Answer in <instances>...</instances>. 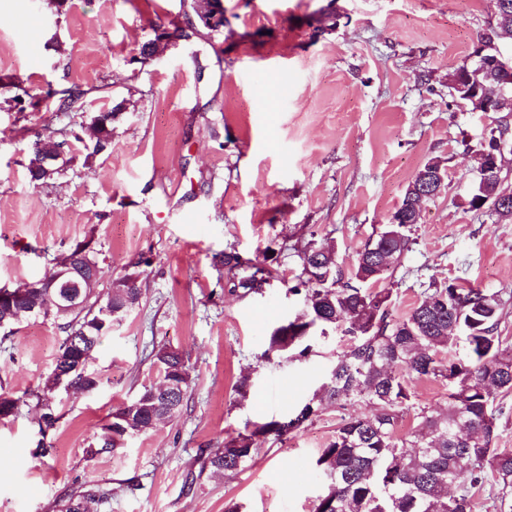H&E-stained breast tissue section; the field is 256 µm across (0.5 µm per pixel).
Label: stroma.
<instances>
[{
	"label": "stroma",
	"mask_w": 512,
	"mask_h": 512,
	"mask_svg": "<svg viewBox=\"0 0 512 512\" xmlns=\"http://www.w3.org/2000/svg\"><path fill=\"white\" fill-rule=\"evenodd\" d=\"M224 28L179 30L192 0H0V287L41 278L51 260L89 244L104 274L97 292L133 273L141 295L113 324L88 368L98 391L60 392L59 421L40 429L20 406L0 420V512H59L78 486L103 491L92 512H314L326 483L316 465L343 413L326 402L284 440L268 437L245 468H203L211 448L280 419L312 395L348 349L316 340L305 358L266 355V338L302 311L291 294L294 244L317 237L343 267L398 207L430 159L445 189L424 202L410 249L392 277L389 311L405 317L433 282L512 292V221L469 209L474 152L512 112H473L452 98L448 74L468 58L493 0H222ZM40 23L35 50L20 38ZM161 24L175 37L139 51ZM80 87L62 114L57 97ZM115 109L112 148L46 185L27 176L35 139L66 138L75 123ZM265 259L273 277L234 288L228 247ZM64 338L55 317L0 328V394L36 389ZM182 351L190 386L182 414L87 458L94 432L143 386L159 382L151 352ZM416 407L447 405L446 382L410 376ZM246 384V395L236 388ZM50 452H43V445Z\"/></svg>",
	"instance_id": "1"
}]
</instances>
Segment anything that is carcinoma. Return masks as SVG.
<instances>
[{"label":"carcinoma","mask_w":512,"mask_h":512,"mask_svg":"<svg viewBox=\"0 0 512 512\" xmlns=\"http://www.w3.org/2000/svg\"><path fill=\"white\" fill-rule=\"evenodd\" d=\"M497 183L474 179L471 201L496 205ZM412 225L386 224L358 251L350 273L338 262L336 251L308 240L299 250V274L289 288L302 296L303 313L286 320L267 338L266 354L305 357L312 350L313 329L339 331L350 338L349 349L338 357L320 388L294 416L270 420L249 435L224 441L210 450L206 463L217 472L234 473L258 453L254 437L282 438L317 415L322 401L356 400L371 409L369 415L344 417L333 439L317 459L327 480V493L315 512H473V490L500 486L493 508L505 512L512 488V450L496 447L499 421L512 395V343L501 334L505 302L497 292L462 288L454 282L434 283L402 320L389 311L391 291L372 286L392 275L395 263L409 250ZM224 268L237 275V287L258 290L272 270L257 258H245L235 249L224 252ZM69 269L74 281L93 270L101 279L103 268L96 253L80 257L73 250L45 276ZM140 288L133 273L113 283L112 296L102 301L92 289H81L79 306L56 314L65 338L53 371L79 361L80 371L68 380L76 392L98 390L99 376L87 368L100 338L112 331L102 326V311L112 306L113 319L122 320L138 300ZM34 297L20 294L0 300V321L11 326L30 317ZM463 350L457 351L458 344ZM452 356L444 361L440 351ZM163 381L143 387L139 394L112 412L90 444L94 458L123 449L129 437L182 411L189 385L184 355L161 347L154 354ZM418 377H433L448 384V407L442 414L418 408L419 422L410 438L396 436L401 412L410 404L411 387L397 368ZM54 382L19 397L0 396V408L18 409L34 404L40 412L41 432L55 427ZM95 497L82 487L72 491L63 512Z\"/></svg>","instance_id":"1"}]
</instances>
